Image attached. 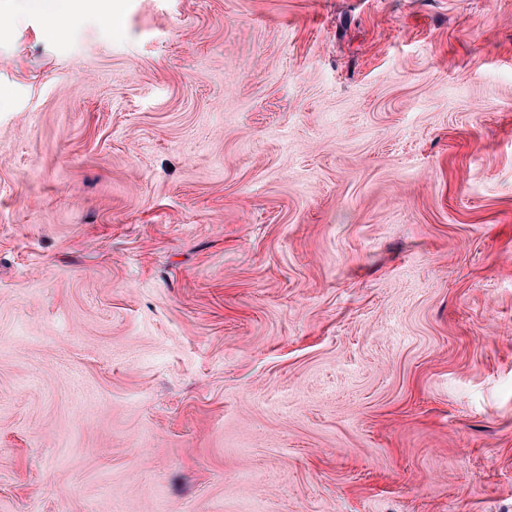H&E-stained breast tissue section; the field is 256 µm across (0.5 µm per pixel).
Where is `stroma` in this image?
Listing matches in <instances>:
<instances>
[{
  "label": "stroma",
  "mask_w": 512,
  "mask_h": 512,
  "mask_svg": "<svg viewBox=\"0 0 512 512\" xmlns=\"http://www.w3.org/2000/svg\"><path fill=\"white\" fill-rule=\"evenodd\" d=\"M0 512H512V0H0ZM26 9L49 19L58 31L67 27L71 18L85 10L90 2H98L99 10L112 15V0H22Z\"/></svg>",
  "instance_id": "obj_1"
}]
</instances>
